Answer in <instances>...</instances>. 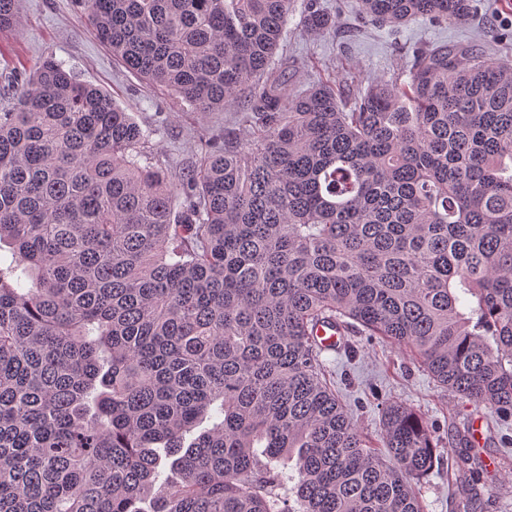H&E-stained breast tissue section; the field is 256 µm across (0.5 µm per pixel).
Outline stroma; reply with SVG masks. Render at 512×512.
<instances>
[{
	"mask_svg": "<svg viewBox=\"0 0 512 512\" xmlns=\"http://www.w3.org/2000/svg\"><path fill=\"white\" fill-rule=\"evenodd\" d=\"M322 5L336 19L335 28L325 34L308 32L300 14L289 18L284 43L298 64L289 75L293 84L354 74L394 78L408 70L413 49L424 45L461 44L512 60V43L500 37L501 30L512 27V9L504 0H474L461 24L414 19L397 28L358 23L353 0H322ZM20 13L19 28L0 31V72L29 70L48 57L64 62L81 80L109 93L139 123L163 120L165 133L157 138L156 151L168 168L195 166L204 131H237V108L205 113L180 109L165 89L145 84L115 62L86 22L80 0H21ZM321 359L339 398L372 445L380 443L381 400L403 402L431 425L437 459L416 483L424 512H463L453 455L470 417L481 416V452L497 457L500 466L487 473L464 512H512V420L498 421L487 409L461 401L437 386L410 352L379 340L349 333L340 350L323 353Z\"/></svg>",
	"mask_w": 512,
	"mask_h": 512,
	"instance_id": "stroma-1",
	"label": "stroma"
}]
</instances>
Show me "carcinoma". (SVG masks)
I'll use <instances>...</instances> for the list:
<instances>
[{
    "label": "carcinoma",
    "instance_id": "1",
    "mask_svg": "<svg viewBox=\"0 0 512 512\" xmlns=\"http://www.w3.org/2000/svg\"><path fill=\"white\" fill-rule=\"evenodd\" d=\"M0 0V29L20 23ZM179 107L238 102L171 171L52 58L0 112V512H421L436 444L381 408V447L327 382L320 327L411 350L512 418V62L440 44L407 79L288 87L295 0H83ZM472 0H355L397 28ZM308 31L335 26L305 0ZM295 461L294 472L272 462ZM469 497L479 449L454 460Z\"/></svg>",
    "mask_w": 512,
    "mask_h": 512
}]
</instances>
